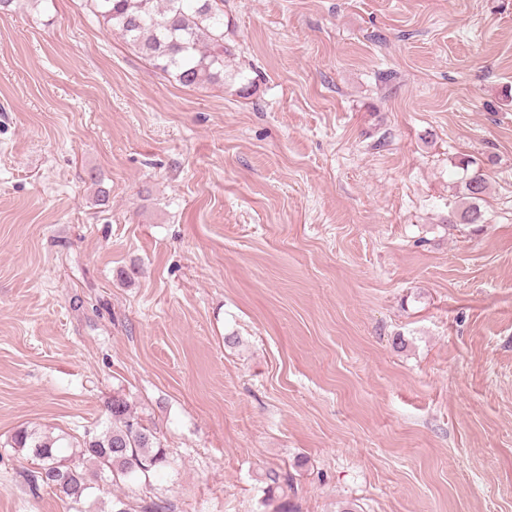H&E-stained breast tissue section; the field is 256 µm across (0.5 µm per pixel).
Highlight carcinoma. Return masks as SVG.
I'll return each instance as SVG.
<instances>
[{
    "mask_svg": "<svg viewBox=\"0 0 512 512\" xmlns=\"http://www.w3.org/2000/svg\"><path fill=\"white\" fill-rule=\"evenodd\" d=\"M103 24L147 57L152 67L184 86H200L224 78V0H91ZM487 189L482 170L465 179L468 204L458 213L463 224L484 223L479 206ZM111 425L87 434L75 452L64 455L58 439L26 428L12 437L11 447L26 449L36 466L23 471L33 491L50 489L76 512L91 489L111 492L118 484L149 478L167 463L155 433L134 416L127 400L115 395L108 406ZM114 512H164L154 501L136 507L119 499Z\"/></svg>",
    "mask_w": 512,
    "mask_h": 512,
    "instance_id": "obj_1",
    "label": "carcinoma"
}]
</instances>
